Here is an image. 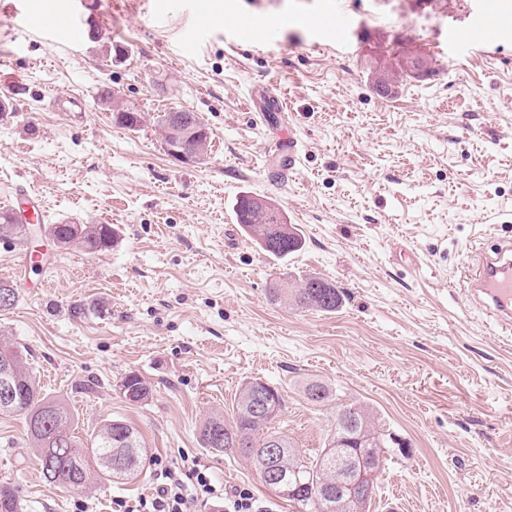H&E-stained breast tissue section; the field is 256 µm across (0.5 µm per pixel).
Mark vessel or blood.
<instances>
[{
	"instance_id": "vessel-or-blood-1",
	"label": "vessel or blood",
	"mask_w": 512,
	"mask_h": 512,
	"mask_svg": "<svg viewBox=\"0 0 512 512\" xmlns=\"http://www.w3.org/2000/svg\"><path fill=\"white\" fill-rule=\"evenodd\" d=\"M42 30L66 37L82 30L79 21L69 9L45 6L38 16ZM479 38L487 44L495 43L500 30L486 11L472 13L464 27L448 30L449 43H465ZM269 151L279 156L281 176L295 173L300 162L297 139L288 131H280L269 142ZM470 304L483 314L500 336L512 335V237L499 239L481 251L464 279L463 284Z\"/></svg>"
}]
</instances>
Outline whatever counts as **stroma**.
Here are the masks:
<instances>
[{
  "mask_svg": "<svg viewBox=\"0 0 512 512\" xmlns=\"http://www.w3.org/2000/svg\"><path fill=\"white\" fill-rule=\"evenodd\" d=\"M94 32L75 43L37 36L33 0H0V209L15 194L44 204L43 221L112 224L111 250L89 254L48 235L0 240V278L26 281L0 329L45 392L66 399L75 431L121 416L147 456L133 481L92 492L45 482L25 423L0 415V483L23 512H113L115 500L152 496L158 470L191 459L225 496L249 492L256 512H292L246 460L202 447L199 428L227 413L240 384L277 386L272 422L306 458L325 445L335 405L315 406L308 382L369 405L411 444L389 461L370 512H512V339L490 334L461 287L466 263L512 236V0H338L343 37L311 26L327 0H239L242 17L277 16V32L236 37L224 0H69ZM490 11L502 34L452 46L448 29ZM122 53L109 58L100 47ZM431 60L420 79L375 94L380 67ZM281 95L275 129L292 128L299 170L279 181L270 131L246 101L251 87ZM144 112L118 127L100 100ZM79 95L80 112H55L51 94ZM201 115L212 151L198 166L171 160L159 118ZM273 128V129H274ZM283 210L305 245L269 257L229 221L239 196ZM416 252L419 266L400 255ZM45 262L19 270L23 252ZM342 288L333 314L274 303L270 288L305 274ZM101 297L111 312L73 319L75 301ZM151 382L131 405L116 384ZM94 380L89 393L77 383Z\"/></svg>",
  "mask_w": 512,
  "mask_h": 512,
  "instance_id": "1",
  "label": "stroma"
}]
</instances>
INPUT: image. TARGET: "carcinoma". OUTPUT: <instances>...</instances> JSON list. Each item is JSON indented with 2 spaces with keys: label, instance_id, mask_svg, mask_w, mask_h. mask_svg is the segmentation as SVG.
<instances>
[{
  "label": "carcinoma",
  "instance_id": "cac0c4a2",
  "mask_svg": "<svg viewBox=\"0 0 512 512\" xmlns=\"http://www.w3.org/2000/svg\"><path fill=\"white\" fill-rule=\"evenodd\" d=\"M116 123L130 131L143 124L140 112L128 107L112 113ZM244 232L258 247L276 259H285L303 247L297 227L288 231L273 223L256 196H243L237 203ZM48 234L62 247L77 244L90 252L112 247L114 231L110 224H51ZM25 226L13 213L0 211V239H18ZM273 300L297 310L334 313L343 304V294L328 280L305 274L293 286L282 282L271 291ZM109 311L101 298L76 302L69 308L74 318L102 316ZM12 368L14 402L0 415H22L27 424L30 448L33 449L43 479L62 490H90L104 479L123 483L135 479L146 456L144 441L137 428L121 417L103 420L94 432L83 439L73 432L74 416L68 404L42 389L17 346L7 338L0 339V367ZM120 395L132 405L141 404L152 394V385L142 376L131 373L118 383ZM305 394L310 403L324 405L336 402V416L327 433L325 448L312 461L300 457L293 442L284 434L279 455L280 481L260 482L268 490L285 499L294 512H369L373 496L360 492L362 473L372 474V487L383 472L386 462L409 455L411 445L398 448L393 444L394 430L369 406L359 402H343L334 397L328 386L311 382ZM254 382L243 383L229 414H213L200 427V440L205 448L245 458L256 475H261V450L268 447L270 419H258L252 412ZM0 512H22L15 490L0 484Z\"/></svg>",
  "mask_w": 512,
  "mask_h": 512
}]
</instances>
